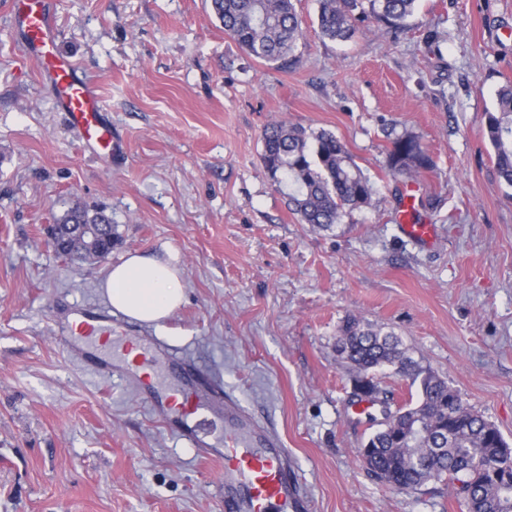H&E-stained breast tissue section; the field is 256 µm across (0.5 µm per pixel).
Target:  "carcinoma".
<instances>
[{
	"label": "carcinoma",
	"mask_w": 512,
	"mask_h": 512,
	"mask_svg": "<svg viewBox=\"0 0 512 512\" xmlns=\"http://www.w3.org/2000/svg\"><path fill=\"white\" fill-rule=\"evenodd\" d=\"M318 27L331 41H348L359 24L373 18L401 29L413 16L416 0H317ZM224 33L249 55L283 67L295 61L294 52L303 37L293 0H210ZM488 141L494 149L495 170L512 187V83L497 91L494 110L485 112ZM387 166L394 175H410L432 165L418 138L388 131ZM262 161L270 178L288 187V208L304 224L328 229L348 210L370 204L373 185L345 144L332 132L307 133L301 127L276 121L262 133ZM66 225L61 238L68 240L67 254L91 259L97 251L112 252V217L103 210L81 206L57 218ZM104 225L105 238L93 242L82 225ZM338 356L354 373L356 385L379 392L370 372L384 366L419 387L420 399L403 409L394 427L420 422L425 435L415 445L397 444L389 432L376 431V448L370 460L374 476L397 490L409 491L429 482H448L466 512H512V449L498 429L481 414L459 405L450 417L443 403L454 393L430 368L414 360L393 332H382L357 318L340 328Z\"/></svg>",
	"instance_id": "obj_1"
}]
</instances>
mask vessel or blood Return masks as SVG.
Wrapping results in <instances>:
<instances>
[{
  "label": "vessel or blood",
  "instance_id": "vessel-or-blood-1",
  "mask_svg": "<svg viewBox=\"0 0 512 512\" xmlns=\"http://www.w3.org/2000/svg\"><path fill=\"white\" fill-rule=\"evenodd\" d=\"M10 9L20 47L38 64L67 124L81 132L86 150L111 155L112 127L104 117L97 89L59 50L52 0H11ZM115 332L104 319L86 316L60 332L59 339L67 347L85 345V370L105 377L111 374L112 365L93 347ZM217 408L223 409L229 430L220 442L210 443L200 435L196 423ZM151 409L200 454L223 453L224 512H311V500L292 464L290 449L225 395L222 385L203 388L191 374H184L182 385L153 397Z\"/></svg>",
  "mask_w": 512,
  "mask_h": 512
}]
</instances>
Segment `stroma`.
Instances as JSON below:
<instances>
[{"label": "stroma", "mask_w": 512, "mask_h": 512, "mask_svg": "<svg viewBox=\"0 0 512 512\" xmlns=\"http://www.w3.org/2000/svg\"><path fill=\"white\" fill-rule=\"evenodd\" d=\"M304 37L288 70L244 52L207 0H54L63 52L92 79L121 153L84 152L26 59L0 0V512H224L219 459L156 420L139 384L96 380L54 326L107 313L101 288L125 253L172 251L186 298L153 337L277 431L312 512H460L447 484L399 491L357 454L383 409L416 404L392 368L368 417L336 355L350 317L394 332L512 447V189L484 113L512 81V0H417L407 28ZM275 120L333 132L373 185L339 224L301 223L262 161ZM433 161L387 171V129ZM416 189L418 245L400 229ZM100 206L118 235L97 261L58 255L44 225Z\"/></svg>", "instance_id": "obj_1"}]
</instances>
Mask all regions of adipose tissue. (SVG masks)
Returning a JSON list of instances; mask_svg holds the SVG:
<instances>
[{
    "mask_svg": "<svg viewBox=\"0 0 512 512\" xmlns=\"http://www.w3.org/2000/svg\"><path fill=\"white\" fill-rule=\"evenodd\" d=\"M102 287L113 312L141 324L160 323L185 300L182 271L171 260L140 252L112 265Z\"/></svg>",
    "mask_w": 512,
    "mask_h": 512,
    "instance_id": "adipose-tissue-1",
    "label": "adipose tissue"
}]
</instances>
